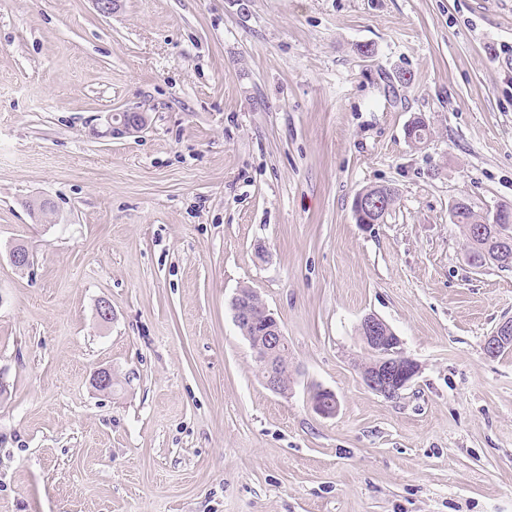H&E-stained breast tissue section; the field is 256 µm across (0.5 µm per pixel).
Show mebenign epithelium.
Here are the masks:
<instances>
[{
    "mask_svg": "<svg viewBox=\"0 0 512 512\" xmlns=\"http://www.w3.org/2000/svg\"><path fill=\"white\" fill-rule=\"evenodd\" d=\"M104 134L112 138L133 136L142 133L149 125L144 112H109L103 117ZM352 209L354 216L369 224H379L386 218L388 205L385 197L365 191L355 195ZM478 237L497 245L494 262L499 265L512 263V227L499 223V213L485 217L484 226L478 229ZM9 261L17 271L30 264L28 251L13 246ZM236 326L248 342L263 341L267 355L264 362V384L273 392L280 393L284 377L277 363L278 357L287 347L286 337L280 324L268 307L253 305L244 294L236 292L230 301ZM365 345L374 354L371 367L363 371L365 385L388 399H393L408 388L419 373L418 364L400 353V340L389 325L374 314L365 315L359 326ZM512 343V320L503 321L484 344L485 352L494 356L500 347ZM313 410L325 417H333L339 410L336 395L328 389H319L312 396Z\"/></svg>",
    "mask_w": 512,
    "mask_h": 512,
    "instance_id": "7a95c632",
    "label": "benign epithelium"
}]
</instances>
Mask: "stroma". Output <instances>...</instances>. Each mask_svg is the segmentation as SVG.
I'll return each mask as SVG.
<instances>
[{"label":"stroma","mask_w":512,"mask_h":512,"mask_svg":"<svg viewBox=\"0 0 512 512\" xmlns=\"http://www.w3.org/2000/svg\"><path fill=\"white\" fill-rule=\"evenodd\" d=\"M123 111L148 128L92 134ZM459 200L512 209V0H0V512H512V270L467 265ZM369 313L419 366L394 400ZM374 187L376 186L366 188L363 190L365 192L355 195L352 204L354 216L366 221L367 224H380L388 212L385 197L367 191ZM230 308L234 322L244 335L243 337L250 344L254 339H258L263 341L265 345L267 355L265 356L264 375L262 377L264 384L275 393H283L281 380L284 375L288 376L289 372L287 370L283 374L276 360V357L287 347L286 337L282 333L278 320L270 312L267 305L255 307L253 302L240 292V289L232 297ZM259 341H254L251 348L254 352L258 371L262 375L261 359L264 358L265 351ZM512 343V320L503 321L484 344L485 352L490 356H495L502 346ZM312 408L322 417H334L339 410L336 395L328 389H318L312 396Z\"/></svg>","instance_id":"stroma-1"}]
</instances>
